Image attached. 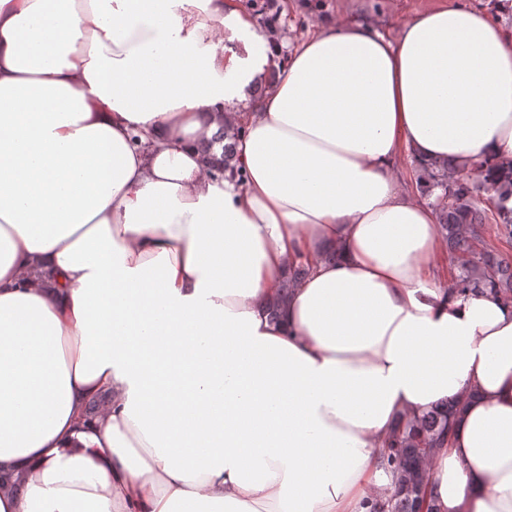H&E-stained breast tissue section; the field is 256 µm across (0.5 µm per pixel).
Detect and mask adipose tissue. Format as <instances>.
<instances>
[{
    "label": "adipose tissue",
    "mask_w": 512,
    "mask_h": 512,
    "mask_svg": "<svg viewBox=\"0 0 512 512\" xmlns=\"http://www.w3.org/2000/svg\"><path fill=\"white\" fill-rule=\"evenodd\" d=\"M279 53L242 0H0V512H368L450 399L434 512H512V302L441 284L399 174L512 160V30L439 0ZM240 128H231L224 124L214 133L210 142L201 148L203 157L207 159L210 174L217 178H223L224 173L234 172L238 168V159L235 153L236 139L241 133ZM222 154L217 157L212 151L215 144H222ZM310 273V267L307 263H297L293 270L286 276L280 285V293L273 297L268 306V316L270 320L277 322L288 305V289L303 281Z\"/></svg>",
    "instance_id": "1"
}]
</instances>
